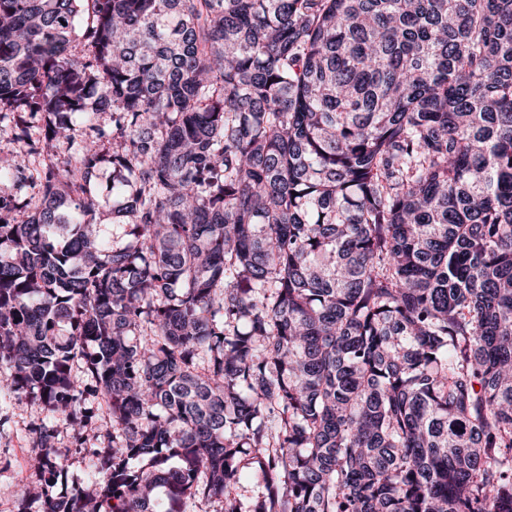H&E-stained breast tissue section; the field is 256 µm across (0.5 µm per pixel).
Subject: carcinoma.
<instances>
[{
    "mask_svg": "<svg viewBox=\"0 0 512 512\" xmlns=\"http://www.w3.org/2000/svg\"><path fill=\"white\" fill-rule=\"evenodd\" d=\"M5 122L17 512H512V0H0ZM42 406L0 409V512H16L30 474L31 429L48 422Z\"/></svg>",
    "mask_w": 512,
    "mask_h": 512,
    "instance_id": "cac0c4a2",
    "label": "carcinoma"
}]
</instances>
